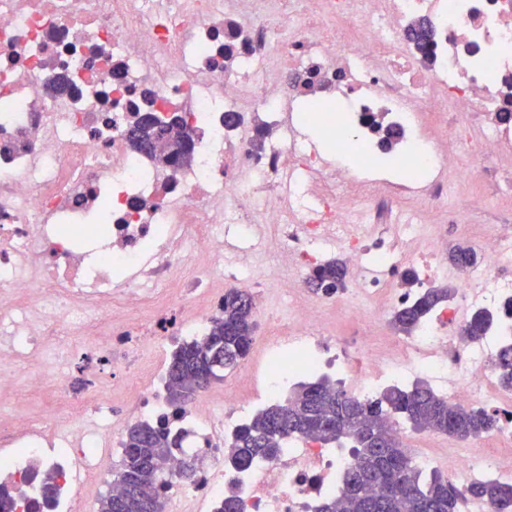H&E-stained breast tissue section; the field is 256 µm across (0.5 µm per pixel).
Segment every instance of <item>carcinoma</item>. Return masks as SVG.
I'll use <instances>...</instances> for the list:
<instances>
[{
    "label": "carcinoma",
    "mask_w": 512,
    "mask_h": 512,
    "mask_svg": "<svg viewBox=\"0 0 512 512\" xmlns=\"http://www.w3.org/2000/svg\"><path fill=\"white\" fill-rule=\"evenodd\" d=\"M166 122L150 127L135 123L133 132L141 139L164 141ZM455 265H474L476 252L458 247L450 254ZM343 263L333 260L316 268L311 286L316 292L332 294L343 285ZM452 289L429 288L415 301L393 312L391 325L410 334L440 305ZM512 316V306L490 317L474 312L467 322L469 335L486 334L493 322ZM255 328V304L244 289L224 294L220 315L204 340L183 342L172 354L167 368L168 401L180 409L196 393L209 387L199 383L206 370L211 380L223 378L236 368L251 348ZM497 371L502 386L512 388V343L503 346ZM415 430H430L460 439L478 437L499 423L498 415L464 404L450 405L424 382L412 387H391L375 399H354L324 380L302 383L287 397L259 410L228 439L231 465L243 470L257 458L278 455L281 443L290 436H304L325 444L349 440L356 461L346 472L345 489L339 503H328L320 512H460L465 498L488 501L497 512H512V485L496 481L472 483L458 490L440 474L414 466L392 434L396 421ZM183 430L166 419L140 420L130 425L122 440V456L112 471V482L125 489L116 497L107 493L99 512H163L167 492L180 480L168 469V460L179 454Z\"/></svg>",
    "instance_id": "obj_1"
}]
</instances>
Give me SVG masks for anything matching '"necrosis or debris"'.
Returning <instances> with one entry per match:
<instances>
[{
    "label": "necrosis or debris",
    "instance_id": "obj_1",
    "mask_svg": "<svg viewBox=\"0 0 512 512\" xmlns=\"http://www.w3.org/2000/svg\"><path fill=\"white\" fill-rule=\"evenodd\" d=\"M339 95L351 121L314 117L328 146L396 152L415 175L373 176L302 138L297 104ZM146 113L193 131L184 155L135 147ZM489 164L511 196L512 0H0V394L48 392L73 423L60 434L43 415L0 416V501L27 512L29 470L46 463L58 473L51 512H82L116 434L84 387L134 375L143 340L204 339L229 288L256 289L270 324L277 302L288 307L287 335L261 338L260 365L245 368L258 399L330 373L359 399L422 378L501 422L494 453L397 429L413 464L461 489L512 483V390L496 369L512 318L465 332L474 310L512 300V226L483 235L481 262L461 268L428 210ZM382 227L391 238L375 242ZM335 249L349 286L317 296L307 280ZM260 275L283 288L268 295ZM448 279L452 304L412 336L386 332L387 314ZM330 307L359 323L355 343L326 321ZM66 333L92 343L62 345ZM157 391H140L135 411L175 416L200 460L171 489L177 512H212L232 491L244 512H317L355 461L292 436L235 469L226 438L256 399L228 388L221 413L208 395L175 411Z\"/></svg>",
    "mask_w": 512,
    "mask_h": 512
}]
</instances>
